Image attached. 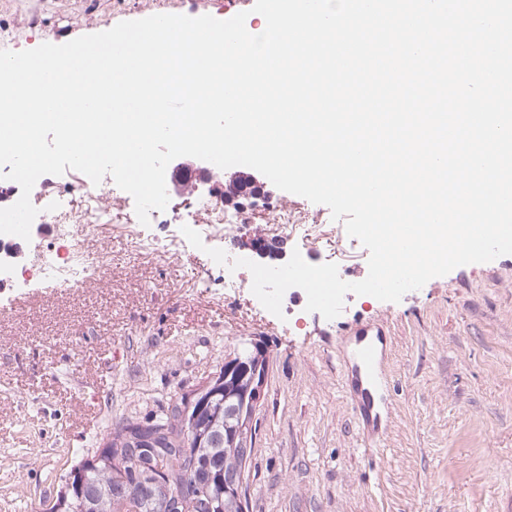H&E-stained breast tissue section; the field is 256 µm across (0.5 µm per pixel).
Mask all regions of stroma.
I'll return each instance as SVG.
<instances>
[{
	"instance_id": "obj_1",
	"label": "stroma",
	"mask_w": 512,
	"mask_h": 512,
	"mask_svg": "<svg viewBox=\"0 0 512 512\" xmlns=\"http://www.w3.org/2000/svg\"><path fill=\"white\" fill-rule=\"evenodd\" d=\"M48 28L82 36L131 20L120 0H40ZM271 205L204 249L171 224H111L89 238L109 269L70 288L0 282V512H45L70 471L123 421H144L198 387L225 359L260 340L269 355L265 397L245 475L249 512H512V255L460 266L397 303L351 296L325 319L297 299L290 318L248 289L226 294L224 268L206 253L245 255L253 234L276 240L278 262L300 244L275 233ZM307 247L368 274V250L326 224ZM158 250L133 258L134 234ZM384 326L388 416L364 447L346 392L344 358L359 326Z\"/></svg>"
}]
</instances>
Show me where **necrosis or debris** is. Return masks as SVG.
Wrapping results in <instances>:
<instances>
[{
  "label": "necrosis or debris",
  "mask_w": 512,
  "mask_h": 512,
  "mask_svg": "<svg viewBox=\"0 0 512 512\" xmlns=\"http://www.w3.org/2000/svg\"><path fill=\"white\" fill-rule=\"evenodd\" d=\"M53 195H46L40 188H33L31 201L39 210L36 217L40 224L62 225V250L48 253L39 261H31L14 241L13 236L0 234V280L13 282L15 287L27 288L37 282H52L65 287L85 278L90 272L105 270L110 257L107 251L89 252L85 247L87 236L96 235L101 225L112 223L113 215L102 204L103 197L113 195L117 190L112 177H104L100 184H93L86 175L54 185ZM58 201L57 210H49L50 201ZM250 205H224L212 197L197 196L191 211L176 214L173 208L165 211H151L150 221L154 224L205 223L215 235H223L227 225L245 224L249 221ZM81 225L79 234H72L71 225Z\"/></svg>",
  "instance_id": "4bbe7bcc"
}]
</instances>
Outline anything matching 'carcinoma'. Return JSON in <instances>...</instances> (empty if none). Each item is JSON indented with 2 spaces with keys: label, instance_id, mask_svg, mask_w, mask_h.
<instances>
[{
  "label": "carcinoma",
  "instance_id": "carcinoma-1",
  "mask_svg": "<svg viewBox=\"0 0 512 512\" xmlns=\"http://www.w3.org/2000/svg\"><path fill=\"white\" fill-rule=\"evenodd\" d=\"M236 358L242 367L194 405L181 397L144 422L113 427L74 469L61 512H239L236 490L253 441L240 438V415L256 353L247 346ZM154 455L168 462L162 481L150 475Z\"/></svg>",
  "mask_w": 512,
  "mask_h": 512
}]
</instances>
